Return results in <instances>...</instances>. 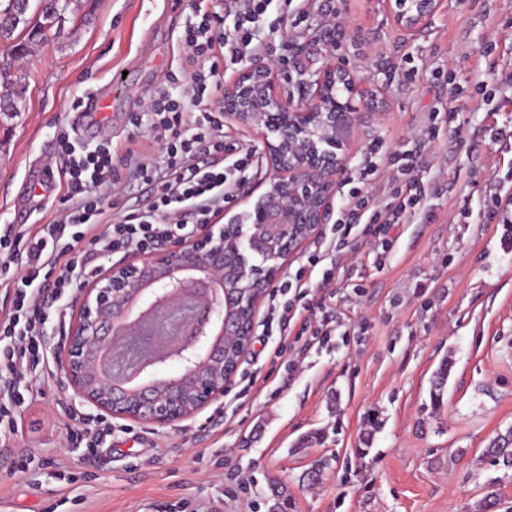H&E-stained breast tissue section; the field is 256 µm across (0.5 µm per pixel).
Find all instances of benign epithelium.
<instances>
[{
    "label": "benign epithelium",
    "instance_id": "obj_1",
    "mask_svg": "<svg viewBox=\"0 0 512 512\" xmlns=\"http://www.w3.org/2000/svg\"><path fill=\"white\" fill-rule=\"evenodd\" d=\"M441 4L385 0L408 34ZM278 71L256 62L224 88V122L258 130L273 159L247 222L200 224L189 238L134 252L72 299L57 364L73 396L99 418L176 427L223 401L280 268L326 223L344 169L338 150L355 125L352 100L374 112L382 102L331 51L314 79L299 73L315 87L307 100L282 99Z\"/></svg>",
    "mask_w": 512,
    "mask_h": 512
}]
</instances>
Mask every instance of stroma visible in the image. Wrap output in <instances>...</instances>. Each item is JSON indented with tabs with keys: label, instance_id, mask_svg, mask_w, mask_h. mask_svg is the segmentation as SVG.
I'll use <instances>...</instances> for the list:
<instances>
[{
	"label": "stroma",
	"instance_id": "1",
	"mask_svg": "<svg viewBox=\"0 0 512 512\" xmlns=\"http://www.w3.org/2000/svg\"><path fill=\"white\" fill-rule=\"evenodd\" d=\"M193 0H81L60 35L24 59L21 108L0 118V236L18 227L30 163L60 161L57 135L78 122L72 103L90 93L109 102L99 117L116 152L148 142L145 109L164 74L178 70L177 37ZM309 17L290 35L300 53L278 90L303 95L300 72L318 70L326 51L355 67L383 102L360 111L344 151L348 180L370 143L409 154L434 205V218L395 226V250L376 269L362 242L349 243L339 277L365 287L342 302L334 287L324 304L345 313L348 334L289 372L271 362L262 333L231 383L270 371L233 422L212 405L179 427L119 420L103 447L90 451L77 432L98 425L95 410L65 390L54 352L36 400L15 416L0 442V502L6 512H268L269 487L288 490L287 512H512V470L485 448L512 427V223L486 218L487 187L512 177V152L496 130L512 131V0H443L420 31L398 28L382 0H311ZM339 25L334 48L325 28ZM418 69L404 84L387 61ZM122 84H112L116 73ZM495 94L485 105L477 92ZM463 92L448 118L449 84ZM456 121L460 134L450 132ZM439 137H421L428 125ZM225 140L255 149L248 182L268 184L272 161L251 127L233 123ZM448 364L442 409L430 381ZM28 458L19 470L20 458ZM331 466L319 482L306 474ZM493 510H486L488 500Z\"/></svg>",
	"mask_w": 512,
	"mask_h": 512
}]
</instances>
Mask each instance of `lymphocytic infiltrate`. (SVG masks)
<instances>
[{
	"label": "lymphocytic infiltrate",
	"instance_id": "1",
	"mask_svg": "<svg viewBox=\"0 0 512 512\" xmlns=\"http://www.w3.org/2000/svg\"><path fill=\"white\" fill-rule=\"evenodd\" d=\"M274 4L280 23L297 24L308 15L307 0H242L228 29L222 16L195 8L178 37L181 69L165 75L146 108L150 140L161 146L162 164L131 149L117 159L105 146L80 154L69 132L61 133L66 160L59 177L67 192L58 215L37 229L21 227L0 236V287L15 293L12 307L0 314V417L38 395L33 380L44 368L49 315L30 306L31 296L49 287L55 300H62L70 288L97 273L94 255L145 251L163 239L190 237L196 225L222 212L249 179L254 155L225 143L224 109L214 97L225 70L265 55L263 35L278 28H263L262 22ZM120 168L149 187L147 207L134 203L116 210L108 202L101 188ZM340 198L330 237L269 298L268 323L279 333L273 354L287 357L292 372L344 325L333 309L314 321L304 317L316 307L320 287L334 282L344 245L355 239L370 244L380 264L394 249V226L413 223L420 215L434 217L409 155H383L378 143L364 155L357 186ZM13 266L18 275H10ZM291 328L296 331L292 337L287 334Z\"/></svg>",
	"mask_w": 512,
	"mask_h": 512
}]
</instances>
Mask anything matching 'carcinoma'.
I'll list each match as a JSON object with an SVG mask.
<instances>
[{"mask_svg": "<svg viewBox=\"0 0 512 512\" xmlns=\"http://www.w3.org/2000/svg\"><path fill=\"white\" fill-rule=\"evenodd\" d=\"M80 0H42L40 11L28 15L30 0H0V41L7 43V53L0 56V115L11 118L18 112L15 88L22 79L17 61L28 55L32 46L48 38L50 31L60 33L67 15L73 14ZM448 378V362L441 363L433 377L430 395L434 405H443V394ZM485 452L496 464L512 469V428L490 440Z\"/></svg>", "mask_w": 512, "mask_h": 512, "instance_id": "obj_1", "label": "carcinoma"}]
</instances>
